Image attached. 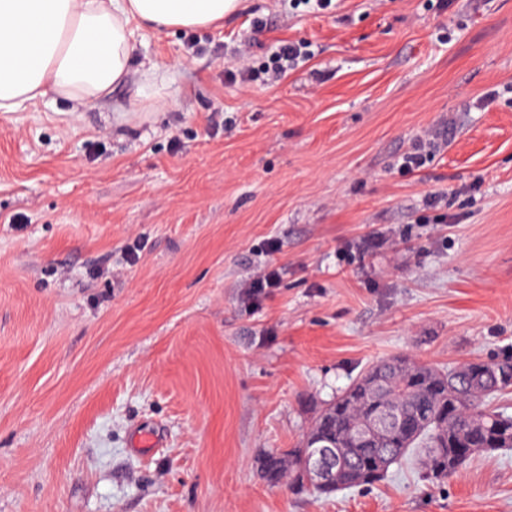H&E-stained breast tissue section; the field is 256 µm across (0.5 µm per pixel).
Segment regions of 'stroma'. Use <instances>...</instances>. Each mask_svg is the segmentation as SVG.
I'll use <instances>...</instances> for the list:
<instances>
[{
  "label": "stroma",
  "mask_w": 512,
  "mask_h": 512,
  "mask_svg": "<svg viewBox=\"0 0 512 512\" xmlns=\"http://www.w3.org/2000/svg\"><path fill=\"white\" fill-rule=\"evenodd\" d=\"M137 54L0 112V512H512V448L321 500L256 463L378 361L512 356V0H245ZM309 47V43L305 42H279L275 50L269 55V61L272 65L271 69L275 78L285 74L288 69L298 64L301 59L305 60L310 57L312 53Z\"/></svg>",
  "instance_id": "35a3bbf8"
}]
</instances>
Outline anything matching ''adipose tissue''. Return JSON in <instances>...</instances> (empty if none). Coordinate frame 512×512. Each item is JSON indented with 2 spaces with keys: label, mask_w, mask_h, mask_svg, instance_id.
I'll return each mask as SVG.
<instances>
[{
  "label": "adipose tissue",
  "mask_w": 512,
  "mask_h": 512,
  "mask_svg": "<svg viewBox=\"0 0 512 512\" xmlns=\"http://www.w3.org/2000/svg\"><path fill=\"white\" fill-rule=\"evenodd\" d=\"M241 0H0V112L47 95H106L135 60V28L205 29Z\"/></svg>",
  "instance_id": "adipose-tissue-1"
}]
</instances>
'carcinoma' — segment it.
Wrapping results in <instances>:
<instances>
[{
	"instance_id": "cac0c4a2",
	"label": "carcinoma",
	"mask_w": 512,
	"mask_h": 512,
	"mask_svg": "<svg viewBox=\"0 0 512 512\" xmlns=\"http://www.w3.org/2000/svg\"><path fill=\"white\" fill-rule=\"evenodd\" d=\"M512 392V357L474 359L439 368L406 357L381 360L361 372L315 416L297 448L266 451L258 458L272 487H309L319 498L350 488H369L393 465L425 450L432 478L459 472L473 458L512 448V413L499 398ZM394 420L363 441L353 434L382 410ZM322 448H346L336 480L326 486L307 479L304 456Z\"/></svg>"
}]
</instances>
